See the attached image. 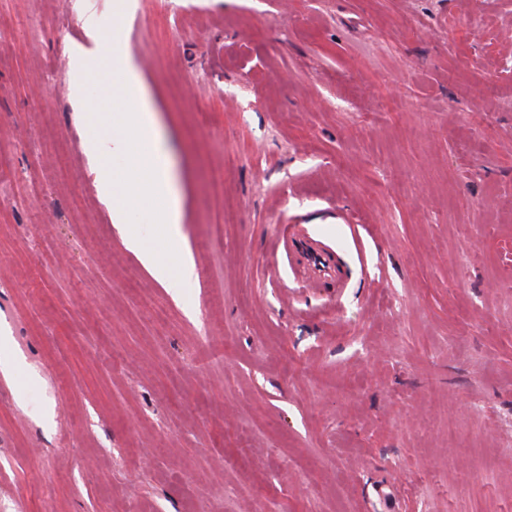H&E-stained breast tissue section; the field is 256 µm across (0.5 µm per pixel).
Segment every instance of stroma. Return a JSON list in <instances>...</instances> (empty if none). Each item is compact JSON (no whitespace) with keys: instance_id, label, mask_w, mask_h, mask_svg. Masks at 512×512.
<instances>
[{"instance_id":"35a3bbf8","label":"stroma","mask_w":512,"mask_h":512,"mask_svg":"<svg viewBox=\"0 0 512 512\" xmlns=\"http://www.w3.org/2000/svg\"><path fill=\"white\" fill-rule=\"evenodd\" d=\"M116 55L188 283L99 196ZM0 161V512H512V0H0ZM87 36L92 42L90 50H79L74 56V63L77 69H83L90 60L106 55L108 43L106 39L93 28H88Z\"/></svg>"}]
</instances>
